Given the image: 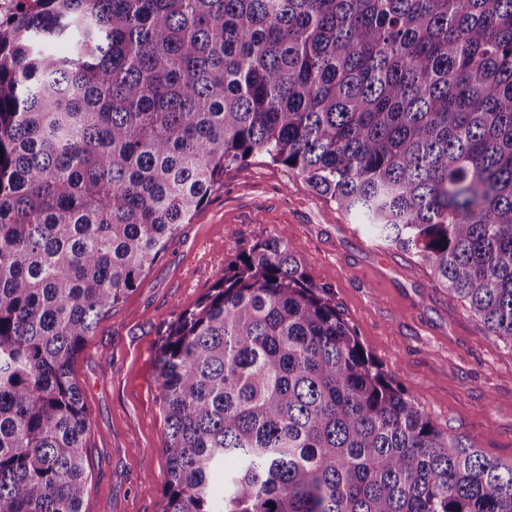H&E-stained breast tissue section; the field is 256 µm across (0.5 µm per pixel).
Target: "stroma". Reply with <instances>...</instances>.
I'll return each instance as SVG.
<instances>
[{"label": "stroma", "mask_w": 512, "mask_h": 512, "mask_svg": "<svg viewBox=\"0 0 512 512\" xmlns=\"http://www.w3.org/2000/svg\"><path fill=\"white\" fill-rule=\"evenodd\" d=\"M281 231L365 350L434 423L512 464V349L438 287L427 264L375 237L295 173L255 159L225 173L76 358L74 376L92 413L82 512H156L167 480L158 343L240 251Z\"/></svg>", "instance_id": "35a3bbf8"}]
</instances>
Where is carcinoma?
Segmentation results:
<instances>
[{
	"instance_id": "obj_1",
	"label": "carcinoma",
	"mask_w": 512,
	"mask_h": 512,
	"mask_svg": "<svg viewBox=\"0 0 512 512\" xmlns=\"http://www.w3.org/2000/svg\"><path fill=\"white\" fill-rule=\"evenodd\" d=\"M18 2L0 18V512H82L75 359L256 157L512 348V0ZM155 368L157 512H512V465L392 381L284 231L176 317Z\"/></svg>"
}]
</instances>
